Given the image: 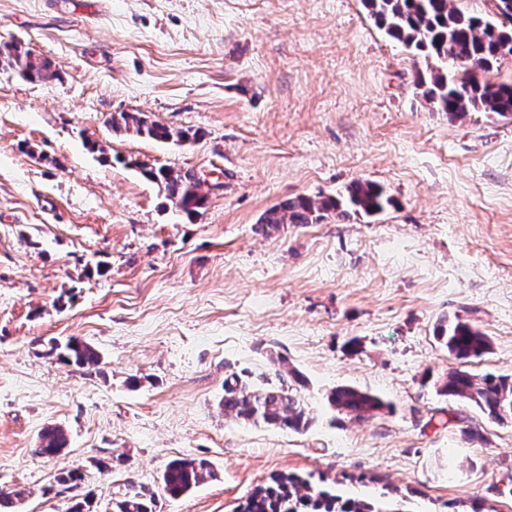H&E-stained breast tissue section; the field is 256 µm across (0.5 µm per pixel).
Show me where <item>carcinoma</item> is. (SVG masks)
<instances>
[{"mask_svg":"<svg viewBox=\"0 0 512 512\" xmlns=\"http://www.w3.org/2000/svg\"><path fill=\"white\" fill-rule=\"evenodd\" d=\"M496 15L491 21L455 6L454 0H362L376 26L408 49L434 60V65L416 75V84L424 88V97L450 119H463L470 112L512 120V82L490 83L478 80L464 70L448 74V57L465 61L483 71L493 69L506 56H512V0H495ZM0 64L28 82H43L57 76L51 65L37 59L16 41L0 43ZM134 127L137 133L156 141L186 142L198 133L175 130L148 120L141 113L121 112L112 117V128ZM142 175L164 185L167 199L188 219L201 214L208 203L202 182L189 171L176 173L170 168H145ZM391 204L384 188L374 181H355L346 187V195L305 196L286 199L268 209L261 223L270 228L281 224L319 223L330 215L344 220L350 214L374 215ZM437 338L454 359L467 363L489 348V339L474 325L456 319L437 327ZM59 359L78 368L96 366L101 356L90 344L72 338L66 342ZM279 384L258 386L231 373L224 378V412L244 421L296 433L311 427L305 401L300 394L299 374L277 373ZM442 394L463 400L488 419L504 422L512 419V375L474 374L454 368L441 384ZM330 406L352 418L372 416L385 407L377 396L351 386H339L328 395ZM65 447L64 432L46 427L40 433L32 453L53 457ZM214 477L205 459L181 458L170 461L161 475V490L171 498L189 493ZM27 491L15 486L0 490V512L16 508ZM155 495L146 494L134 482L117 502V512H153ZM238 512H403L387 504L374 505L365 500L344 499L334 489L314 490L308 480L281 474L272 484L256 487Z\"/></svg>","mask_w":512,"mask_h":512,"instance_id":"carcinoma-1","label":"carcinoma"}]
</instances>
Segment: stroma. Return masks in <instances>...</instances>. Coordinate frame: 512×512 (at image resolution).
I'll return each mask as SVG.
<instances>
[{"label": "stroma", "mask_w": 512, "mask_h": 512, "mask_svg": "<svg viewBox=\"0 0 512 512\" xmlns=\"http://www.w3.org/2000/svg\"><path fill=\"white\" fill-rule=\"evenodd\" d=\"M49 60L0 68V489L18 512H116L131 480L154 512H234L271 476L407 512H512V422L441 395L456 362L434 334L475 324L476 373L512 374V121L451 120L416 85L427 62L361 0H0V41ZM140 112L184 143L116 130ZM194 172L181 216L141 166ZM380 183L376 215L284 224L285 199ZM78 337L98 366L61 363ZM304 379L305 433L224 413V378ZM348 385L386 404L334 411ZM67 446L33 455L42 429ZM215 476L159 494L176 458ZM79 470L77 491L57 472ZM0 64L28 82H43L57 76L47 61L37 59L16 41L0 43Z\"/></svg>", "instance_id": "stroma-1"}]
</instances>
